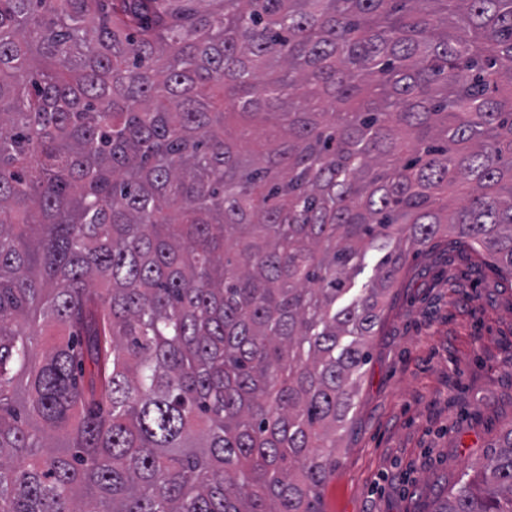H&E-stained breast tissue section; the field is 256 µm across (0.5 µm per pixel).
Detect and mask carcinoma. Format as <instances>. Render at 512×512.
<instances>
[{
    "label": "carcinoma",
    "mask_w": 512,
    "mask_h": 512,
    "mask_svg": "<svg viewBox=\"0 0 512 512\" xmlns=\"http://www.w3.org/2000/svg\"><path fill=\"white\" fill-rule=\"evenodd\" d=\"M448 235L512 276V0H0V512H325Z\"/></svg>",
    "instance_id": "obj_1"
}]
</instances>
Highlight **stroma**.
I'll return each instance as SVG.
<instances>
[{
  "label": "stroma",
  "instance_id": "1",
  "mask_svg": "<svg viewBox=\"0 0 512 512\" xmlns=\"http://www.w3.org/2000/svg\"><path fill=\"white\" fill-rule=\"evenodd\" d=\"M369 350L326 512H430L512 424V278L462 243L410 253Z\"/></svg>",
  "mask_w": 512,
  "mask_h": 512
}]
</instances>
